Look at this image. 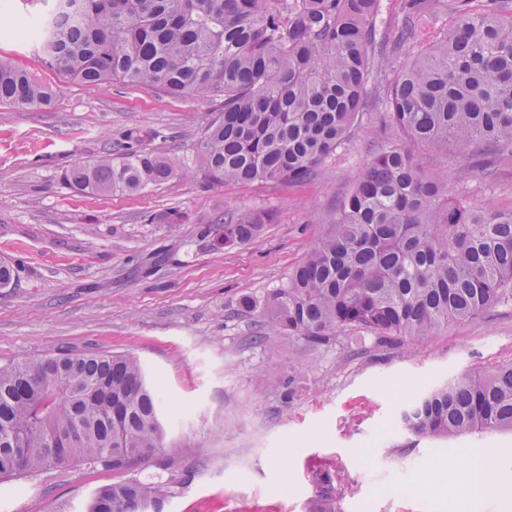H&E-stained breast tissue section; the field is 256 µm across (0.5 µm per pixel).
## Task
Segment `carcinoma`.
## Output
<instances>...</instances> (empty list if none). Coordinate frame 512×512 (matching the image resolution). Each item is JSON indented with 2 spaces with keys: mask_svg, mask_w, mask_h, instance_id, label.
<instances>
[{
  "mask_svg": "<svg viewBox=\"0 0 512 512\" xmlns=\"http://www.w3.org/2000/svg\"><path fill=\"white\" fill-rule=\"evenodd\" d=\"M39 19L10 27L46 63L86 84L210 94L224 109L205 127L195 165L213 183H299L347 139L369 90L400 146H381L324 222L264 312L317 342L347 330L421 341L450 322L512 300V210L477 206L425 173L421 150L512 154V0H448V26L425 44L441 0H403L393 58L378 43L380 0H24ZM413 55L403 62L404 50ZM48 107L52 92L0 56V104ZM126 136L125 152L63 175L84 193L140 191L173 160ZM270 210L224 217V244L252 242ZM417 436L512 431V364L429 388L401 415ZM156 386L133 357L65 352L0 364V480L80 463L117 474L141 448L162 449ZM162 481L100 487L86 512H163Z\"/></svg>",
  "mask_w": 512,
  "mask_h": 512,
  "instance_id": "1",
  "label": "carcinoma"
}]
</instances>
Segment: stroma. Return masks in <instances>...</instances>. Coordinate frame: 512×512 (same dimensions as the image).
<instances>
[{
    "label": "stroma",
    "instance_id": "obj_1",
    "mask_svg": "<svg viewBox=\"0 0 512 512\" xmlns=\"http://www.w3.org/2000/svg\"><path fill=\"white\" fill-rule=\"evenodd\" d=\"M55 93L45 109L0 104V364L63 350L136 358L181 411L162 453L128 475L172 481L165 512H448L462 449L491 448L500 492L480 512H512V433L418 437L401 413L431 385L512 362V305L449 324L420 342L346 332L320 343L273 325L261 306L315 244L371 154L394 140L366 102L345 143L298 184L212 185L174 175L138 192L83 194L64 172L141 146L190 162L221 109L209 95L87 85L49 67L32 42L0 38ZM424 170L470 201L512 209V156L488 170L453 148ZM270 209L254 242L224 246L203 228ZM182 213L179 224L161 215ZM253 308H246V301ZM109 470L54 467L0 482V512H85Z\"/></svg>",
    "mask_w": 512,
    "mask_h": 512
}]
</instances>
